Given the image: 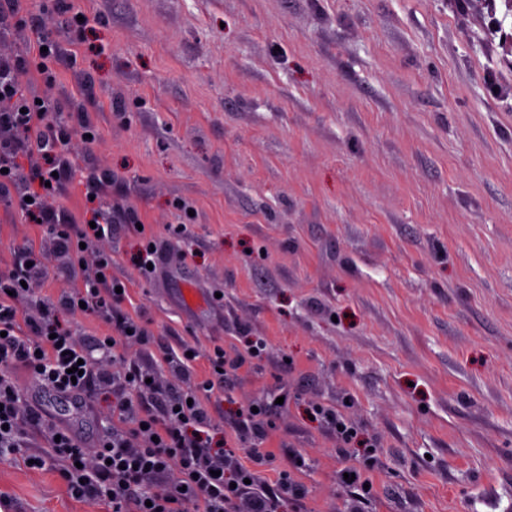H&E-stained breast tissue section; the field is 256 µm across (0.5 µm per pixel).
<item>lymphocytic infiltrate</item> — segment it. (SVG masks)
<instances>
[{
  "label": "lymphocytic infiltrate",
  "instance_id": "f902f5d3",
  "mask_svg": "<svg viewBox=\"0 0 512 512\" xmlns=\"http://www.w3.org/2000/svg\"><path fill=\"white\" fill-rule=\"evenodd\" d=\"M37 44L40 51L34 57L0 58V127L16 132L13 139L0 141V197L24 185L26 199L19 204L23 217L40 219L59 247L79 258L82 244L112 236V225L103 217V187L118 176L85 172L78 158L66 154L71 129L53 119L65 105L49 92L57 78V42L42 31ZM29 71L40 77L47 94L39 97L25 89L20 76ZM75 179L84 186L79 215L47 210L46 199L61 196L66 182ZM97 273L57 301H39L35 318L24 316L21 307L30 300L29 282L46 275L42 254L19 248L11 268L0 274V459L20 454L34 468L52 465L72 497L108 505L112 512H288L302 506L307 491L297 478L302 470L298 452H291L276 483L261 477L272 455L256 442L267 433L275 402L242 410L232 423L235 438L251 443L245 453L225 447L213 430L208 402L236 370V362L214 348L208 378L194 384L187 347H166L158 361L178 372L183 382L163 388L149 381L125 351L132 341L150 345L153 335L140 319L124 312L130 295L117 290L110 254L100 255ZM78 312L107 328L93 347L77 342L64 319ZM75 365L81 366L82 376L71 377ZM20 370L47 392L78 398L84 407L93 397L110 395L109 422L95 453H87L77 435L41 405L24 400L15 380ZM312 413L336 428L344 441L338 455L349 464V487L362 510L370 491L365 468L351 463L353 424L329 406H316Z\"/></svg>",
  "mask_w": 512,
  "mask_h": 512
}]
</instances>
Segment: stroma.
I'll return each instance as SVG.
<instances>
[{
    "label": "stroma",
    "mask_w": 512,
    "mask_h": 512,
    "mask_svg": "<svg viewBox=\"0 0 512 512\" xmlns=\"http://www.w3.org/2000/svg\"><path fill=\"white\" fill-rule=\"evenodd\" d=\"M88 20L26 0L60 47V121L119 181L108 203L138 208L82 263L0 201V271L14 246L45 257L36 296L58 298L112 253L129 314L154 346L194 347L195 381L222 347L244 364L209 406L216 427L284 397L262 445L274 481L300 451L308 512H351L341 442L311 406L338 409L369 458V512H512V77L495 18L448 0H68ZM500 21L493 29L492 21ZM0 14V56L36 49ZM123 104L120 121L113 103ZM194 218L177 229L173 204ZM154 240L156 270L136 265ZM265 354L246 358L248 341ZM19 512H108L73 498L52 467L0 460Z\"/></svg>",
    "instance_id": "1"
}]
</instances>
